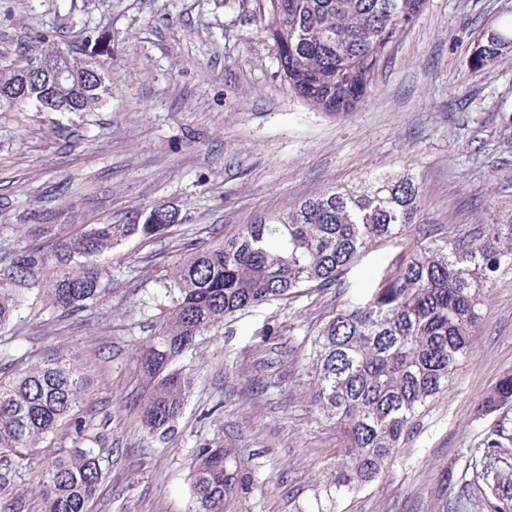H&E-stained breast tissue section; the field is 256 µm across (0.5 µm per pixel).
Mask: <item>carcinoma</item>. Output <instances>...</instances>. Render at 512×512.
I'll list each match as a JSON object with an SVG mask.
<instances>
[{
	"label": "carcinoma",
	"instance_id": "carcinoma-1",
	"mask_svg": "<svg viewBox=\"0 0 512 512\" xmlns=\"http://www.w3.org/2000/svg\"><path fill=\"white\" fill-rule=\"evenodd\" d=\"M421 0H267L268 39L280 75L307 106L330 116L354 111L371 89L392 43L418 20ZM512 49V16L484 34L474 58L484 65ZM22 105L67 112L112 106L104 67L75 57L48 31L29 38L18 64L0 65V112ZM426 205L408 173L383 172L358 186L330 187L285 211L242 224L215 245L193 250L159 285L168 305L139 349L149 381L140 424L149 435L174 430L197 384L176 366L200 336H217L239 312L310 288L341 285L363 253L400 244ZM486 224L402 251L379 281L336 305L313 330L307 376L318 414L336 428L339 448L310 488L288 500V512H343L341 505L372 486L422 433L424 420L476 352L489 292L512 273V206L490 204ZM176 222L155 207L144 223L87 224L51 248H25L0 264V328L31 293L67 315L100 300L111 274L102 259L132 239L148 243ZM84 376L68 353L37 365L0 370V468L39 455L57 430L82 428ZM512 373L477 403L475 419L497 418L483 445L497 459L512 447L507 411ZM248 465L245 449L202 447L190 467L188 512H224L237 498ZM40 512H89L105 476V449L50 452L41 459ZM481 506L506 512L500 493L512 472L487 469L472 480Z\"/></svg>",
	"mask_w": 512,
	"mask_h": 512
}]
</instances>
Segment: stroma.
Returning <instances> with one entry per match:
<instances>
[{
    "mask_svg": "<svg viewBox=\"0 0 512 512\" xmlns=\"http://www.w3.org/2000/svg\"><path fill=\"white\" fill-rule=\"evenodd\" d=\"M264 0H0V64L20 43L53 31L79 58L108 65L105 112H0V262L48 246L84 225L144 221L152 207L181 215L162 238L129 241L106 264L108 293L75 315L23 309L0 330V366L73 354L86 376L77 415L55 447L106 448V475L90 512H185L189 465L203 445L245 449L235 512H286L317 477L336 431L311 402L307 340L337 303L371 287L396 259L366 253L340 287L298 293L238 315L180 358L199 381L174 433L139 430L149 384L136 353L160 313L159 281L187 243L287 209L330 186L409 172L427 204L423 228L446 235L483 224L489 203L512 205V53L488 66L473 51L512 14V0H427L365 100L332 118L294 96L263 28ZM512 371V274L493 288L476 356L426 421L407 463L345 504V512H478L468 480L493 420L474 407ZM35 467L0 470V512H40Z\"/></svg>",
    "mask_w": 512,
    "mask_h": 512,
    "instance_id": "1",
    "label": "stroma"
}]
</instances>
